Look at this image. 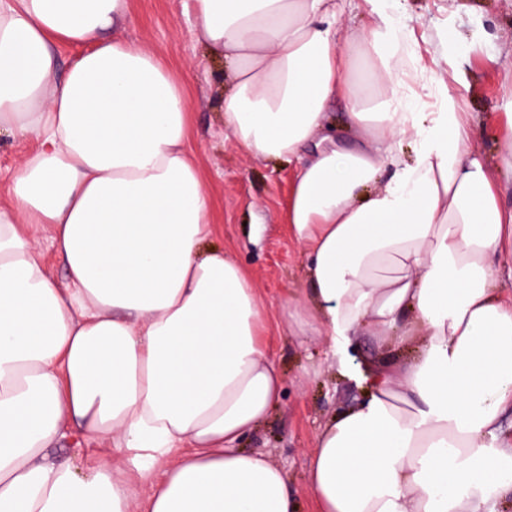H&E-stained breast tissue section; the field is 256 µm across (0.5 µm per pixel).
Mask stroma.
Masks as SVG:
<instances>
[{"label": "stroma", "mask_w": 512, "mask_h": 512, "mask_svg": "<svg viewBox=\"0 0 512 512\" xmlns=\"http://www.w3.org/2000/svg\"><path fill=\"white\" fill-rule=\"evenodd\" d=\"M383 6L405 25L421 65L454 74L448 89L462 111L496 120L512 107V85L500 72L512 56V0H384ZM112 35L155 52L174 76L191 77V148L219 226L212 243L247 269L272 319L267 341L284 382L277 408L241 446L283 469L298 512H317L307 480L316 436L335 411L361 400L363 390L339 374L326 359V345L300 335L285 312L288 303L308 300L307 254L286 223L300 163L254 157L225 130L220 97L228 70L197 42L183 0H128L127 18Z\"/></svg>", "instance_id": "1"}]
</instances>
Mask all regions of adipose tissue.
<instances>
[{
	"label": "adipose tissue",
	"mask_w": 512,
	"mask_h": 512,
	"mask_svg": "<svg viewBox=\"0 0 512 512\" xmlns=\"http://www.w3.org/2000/svg\"><path fill=\"white\" fill-rule=\"evenodd\" d=\"M189 0L231 69L224 128L301 166L287 221L310 302L289 306L341 369L374 339L364 398L323 424L318 512H492L512 495V205L471 144L482 123L420 67L378 0ZM128 0H0V139L35 137L0 205V512H295L283 470L240 442L278 406L268 317L223 248L190 147L189 88L102 34ZM81 53L53 81L57 47ZM342 99L357 139L337 142ZM416 147L413 160L405 144ZM48 227L66 268L34 241ZM124 468L50 455L72 434ZM368 25V17L363 8V2L359 0L346 1L341 20V31L347 29L363 30ZM35 240L37 244L42 248L46 255L47 266L50 275L57 281H63L66 275L65 268L59 259L55 256L53 251L50 249L49 243V231L40 230L35 234Z\"/></svg>",
	"instance_id": "ef3b65f1"
}]
</instances>
